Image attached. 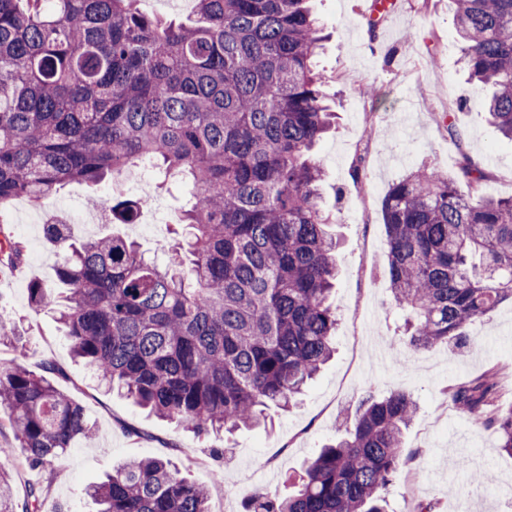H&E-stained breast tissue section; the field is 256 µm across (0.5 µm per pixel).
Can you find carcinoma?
Returning <instances> with one entry per match:
<instances>
[{"instance_id":"1","label":"carcinoma","mask_w":512,"mask_h":512,"mask_svg":"<svg viewBox=\"0 0 512 512\" xmlns=\"http://www.w3.org/2000/svg\"><path fill=\"white\" fill-rule=\"evenodd\" d=\"M194 2L175 23L142 0H0V207L42 203L69 181L99 186L146 159L191 183L189 232L166 262L110 233L80 241L56 215L43 234L68 254L60 286L27 291L107 390L200 435L256 426L302 393L333 352L338 268L314 154L333 110L310 0ZM452 2L460 63L487 92L494 132L512 140V0ZM462 158L452 175L418 167L382 201L411 350L477 344L470 325L512 299V197L485 196L484 170ZM142 207L110 211L133 224ZM0 258L19 264L24 246L6 238ZM498 391L497 368L449 388L512 456V407L497 409ZM0 409L30 468L94 431L52 379L16 365L0 369ZM416 410L404 391L366 397L294 492H254L245 512H385ZM88 495L97 512H208V489L159 456L120 465ZM43 498L32 485L17 510L0 475V512H42Z\"/></svg>"}]
</instances>
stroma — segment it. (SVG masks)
<instances>
[{"label": "stroma", "mask_w": 512, "mask_h": 512, "mask_svg": "<svg viewBox=\"0 0 512 512\" xmlns=\"http://www.w3.org/2000/svg\"><path fill=\"white\" fill-rule=\"evenodd\" d=\"M326 39L318 57L336 121L318 147L324 168L325 208L340 240L339 276L331 303L339 319L336 353L289 410L273 407L265 425L230 437L197 436L148 415L131 400L104 393L93 372L73 358L70 341L52 314L34 311L27 283L51 281L63 253L42 235L47 209L26 199L0 211L14 236L38 249L43 264L21 270L0 266V311L21 324L16 345L0 349V364L35 372L51 368L58 388L81 404L94 433L43 470L22 469L10 430L0 431V471L13 477L17 503L26 488L42 485L43 512H94L85 489L116 466L145 456L172 459L191 480L210 489V512H243L255 490L287 492L323 445L345 434L366 393H411L419 405L404 438L409 461L386 494L387 512H415L429 500L435 512H512V456L501 452L493 430L473 425L448 390L496 367L512 376V301L474 322L479 346L461 342L413 352L404 349L403 313L390 293L388 238L382 200L412 169L426 164L453 172L466 152L486 172L485 194L512 196V141L495 136L459 64L460 44L449 0L421 10L398 0L376 33L366 19L372 0H311ZM374 89L360 94L361 85ZM452 114L464 143L455 146L442 127ZM361 175H354L357 159ZM115 231L150 252L176 245L183 228L115 224ZM493 470L494 481L478 475Z\"/></svg>", "instance_id": "1"}]
</instances>
